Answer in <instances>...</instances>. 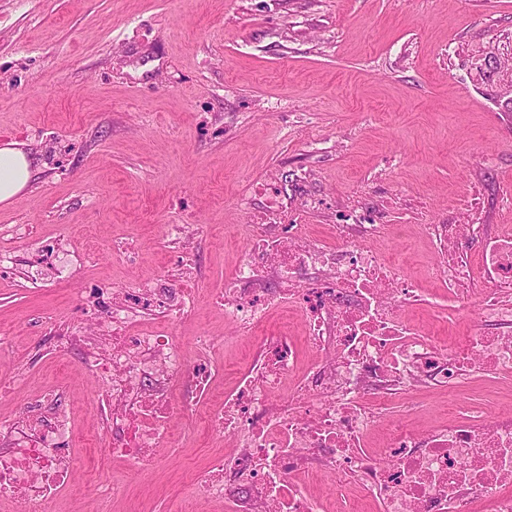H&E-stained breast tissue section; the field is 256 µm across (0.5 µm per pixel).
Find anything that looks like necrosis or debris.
Returning <instances> with one entry per match:
<instances>
[{"mask_svg":"<svg viewBox=\"0 0 512 512\" xmlns=\"http://www.w3.org/2000/svg\"><path fill=\"white\" fill-rule=\"evenodd\" d=\"M380 224H340L330 247L308 225L244 224L248 250L225 289L224 317L242 334L259 336L256 361L218 399L209 426L234 440L195 474L189 505L223 501L225 512H324L305 487L321 477L337 479L342 512H362L382 501L383 512H475L490 500L491 512H512V414L486 419L474 405L459 406L455 419L425 431L391 427L382 452L367 446L375 416L366 390L390 394L409 383L454 389L474 373L512 374V233L483 224H432L437 242L435 276L449 295L465 302L479 296L486 328L459 339L449 352L419 334L401 312L416 290L382 254L359 245L378 237ZM481 238L478 264L463 243ZM112 333L64 336V346L84 349L108 389L103 447L132 464L150 461L171 446L173 413L195 418L200 395L209 393L223 368L211 354L188 364L172 335L134 331L131 303L163 298L169 318L185 312L172 288H116ZM299 309L303 339L288 333L261 335L271 308ZM315 354L302 363L301 346ZM0 497L17 496L30 512H47L66 488L77 437L66 409L45 395L42 409L0 423Z\"/></svg>","mask_w":512,"mask_h":512,"instance_id":"4bbe7bcc","label":"necrosis or debris"}]
</instances>
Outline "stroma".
<instances>
[{
	"instance_id": "stroma-1",
	"label": "stroma",
	"mask_w": 512,
	"mask_h": 512,
	"mask_svg": "<svg viewBox=\"0 0 512 512\" xmlns=\"http://www.w3.org/2000/svg\"><path fill=\"white\" fill-rule=\"evenodd\" d=\"M35 164L0 203V420L59 395L82 442L57 512H169L224 436L173 415L183 440L133 467L96 443L102 380L56 337L105 317L103 288L180 287L171 326L186 358L214 336L224 387L249 366L218 302L247 251L244 224L310 225L330 237L385 225L368 247L419 290L406 319L454 346L483 319L427 275L429 224L512 227V0H0V143ZM191 224L190 250L166 237ZM512 412V375L457 393L429 385L389 399L369 433L444 424L457 403ZM107 481L112 494L99 496Z\"/></svg>"
}]
</instances>
